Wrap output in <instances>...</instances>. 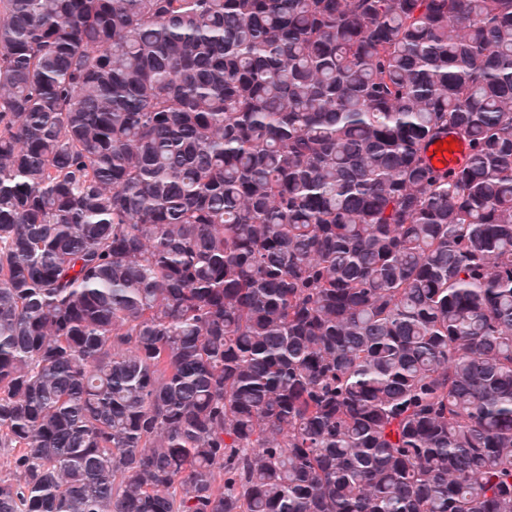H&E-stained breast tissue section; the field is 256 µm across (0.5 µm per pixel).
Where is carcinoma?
Listing matches in <instances>:
<instances>
[{"label":"carcinoma","mask_w":512,"mask_h":512,"mask_svg":"<svg viewBox=\"0 0 512 512\" xmlns=\"http://www.w3.org/2000/svg\"><path fill=\"white\" fill-rule=\"evenodd\" d=\"M0 448V512H512V0H0ZM448 139H454L455 145H453V149H451V151L443 149V152H441V156H437L436 152L439 151H434L436 142H445V140ZM437 141L431 144L428 150V156L430 157L431 164L436 168H450L457 165L461 158L467 152L466 143L463 140L456 138L454 136L443 137ZM454 147H457V150H454Z\"/></svg>","instance_id":"carcinoma-1"}]
</instances>
